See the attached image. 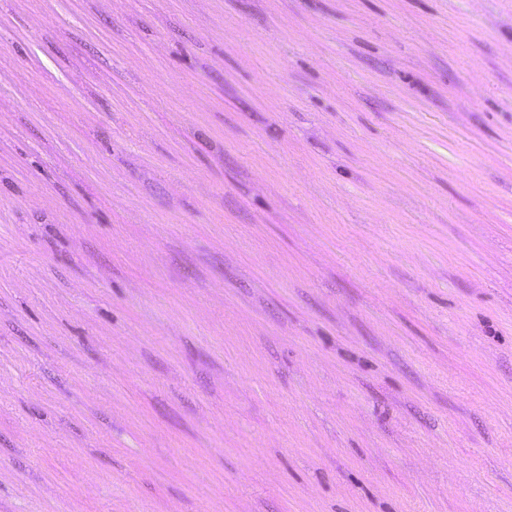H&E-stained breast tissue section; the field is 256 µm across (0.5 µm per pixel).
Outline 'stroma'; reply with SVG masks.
I'll return each mask as SVG.
<instances>
[{
	"label": "stroma",
	"instance_id": "35a3bbf8",
	"mask_svg": "<svg viewBox=\"0 0 512 512\" xmlns=\"http://www.w3.org/2000/svg\"><path fill=\"white\" fill-rule=\"evenodd\" d=\"M0 512H512V0H0Z\"/></svg>",
	"mask_w": 512,
	"mask_h": 512
}]
</instances>
